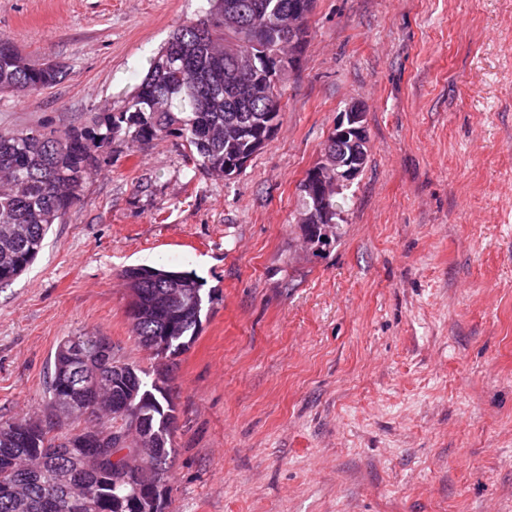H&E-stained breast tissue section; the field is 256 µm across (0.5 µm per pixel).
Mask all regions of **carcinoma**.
<instances>
[{
	"instance_id": "obj_1",
	"label": "carcinoma",
	"mask_w": 512,
	"mask_h": 512,
	"mask_svg": "<svg viewBox=\"0 0 512 512\" xmlns=\"http://www.w3.org/2000/svg\"><path fill=\"white\" fill-rule=\"evenodd\" d=\"M211 8L181 25L150 59L149 69L125 105L91 124L64 131L29 127L0 132V286L17 279L39 256L45 238L81 200L86 184L111 159L118 142L175 137L204 171L224 177V160L258 152L253 142L283 112L280 83L257 72L264 53L287 38L284 19L300 0H210ZM237 13L232 24L228 10ZM61 65H30L0 40V90L27 95L58 84ZM129 315L138 343L164 359L187 351L202 323L205 297L193 274L154 267L123 271ZM186 286L187 302L165 295ZM97 333H84L86 359L108 390L90 414L67 416L78 394L69 386L73 337L57 346L46 412L0 416V512H117L156 475L169 478L176 404L168 368L151 372L115 356L95 355ZM145 415L155 454L128 478L127 461L140 455L122 408ZM106 433L105 442L95 436Z\"/></svg>"
}]
</instances>
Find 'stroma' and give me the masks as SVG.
I'll use <instances>...</instances> for the list:
<instances>
[{
	"mask_svg": "<svg viewBox=\"0 0 512 512\" xmlns=\"http://www.w3.org/2000/svg\"><path fill=\"white\" fill-rule=\"evenodd\" d=\"M207 0H0V38L66 68L0 94V131L123 106ZM279 129L235 179L176 138L121 143L0 288V416L39 413L67 336L146 370L121 277L194 273L211 297L168 358L166 512H512V0H316ZM365 166L329 245L300 185L350 104Z\"/></svg>",
	"mask_w": 512,
	"mask_h": 512,
	"instance_id": "35a3bbf8",
	"label": "stroma"
}]
</instances>
